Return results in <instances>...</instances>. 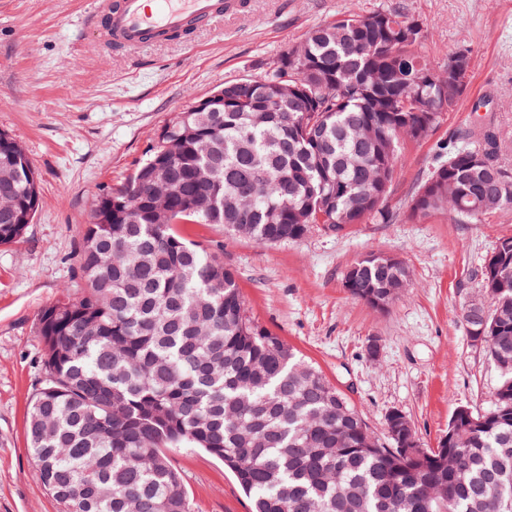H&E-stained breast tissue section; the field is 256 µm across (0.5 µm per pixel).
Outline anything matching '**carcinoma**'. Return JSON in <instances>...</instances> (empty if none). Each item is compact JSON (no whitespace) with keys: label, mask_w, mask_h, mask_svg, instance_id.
<instances>
[{"label":"carcinoma","mask_w":512,"mask_h":512,"mask_svg":"<svg viewBox=\"0 0 512 512\" xmlns=\"http://www.w3.org/2000/svg\"><path fill=\"white\" fill-rule=\"evenodd\" d=\"M400 10L348 14L308 31L295 63L224 84L222 112H176L169 138L92 212L76 245L83 288L39 314L44 380L28 412L34 476L61 512H193L169 454L202 448L224 463L252 512H512V270L480 271L492 301L485 329L467 334L499 373L493 416L456 427L448 447L420 446L412 421L388 414L389 444L321 370L252 320L220 256L187 242L179 224H221L262 246L301 239L312 224H390L450 212L460 224L512 209V169L494 130L451 136L399 215L389 208L404 140L420 142L455 111L457 87L400 34ZM295 91L284 100L273 83ZM179 152L153 176L167 143ZM16 199H40L38 175L15 139L0 176ZM170 202L156 222L150 194ZM25 224L0 217V245ZM347 287L384 310L406 266L369 255Z\"/></svg>","instance_id":"carcinoma-1"}]
</instances>
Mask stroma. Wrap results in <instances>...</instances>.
<instances>
[{"label": "stroma", "instance_id": "1", "mask_svg": "<svg viewBox=\"0 0 512 512\" xmlns=\"http://www.w3.org/2000/svg\"><path fill=\"white\" fill-rule=\"evenodd\" d=\"M98 0H0V132L21 143L40 180V206L21 241L0 246V512H60L32 476L26 419L43 373L41 310L80 284L75 246L99 190L120 186L157 142L174 112L228 81L257 76L315 26L348 13L399 9L419 21L422 51L437 69L470 51L467 92L423 142L406 144L389 206L412 189L451 133L491 126L512 167V0H248L189 38L104 47ZM181 234L234 271L249 316L281 336L360 413L380 443L386 417L413 422L436 447L461 405L482 413L499 377L471 342L463 305L481 297L478 271L512 211L459 224L442 214L393 224L311 225L294 242L263 247L219 224H183ZM371 252L393 254L410 286L387 310L353 299L347 270ZM378 343L370 355V343ZM172 461L194 512H250L222 463L198 448Z\"/></svg>", "mask_w": 512, "mask_h": 512}]
</instances>
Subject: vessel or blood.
Instances as JSON below:
<instances>
[{"instance_id": "obj_1", "label": "vessel or blood", "mask_w": 512, "mask_h": 512, "mask_svg": "<svg viewBox=\"0 0 512 512\" xmlns=\"http://www.w3.org/2000/svg\"><path fill=\"white\" fill-rule=\"evenodd\" d=\"M243 0H99L100 34L125 44L184 34L231 15Z\"/></svg>"}]
</instances>
